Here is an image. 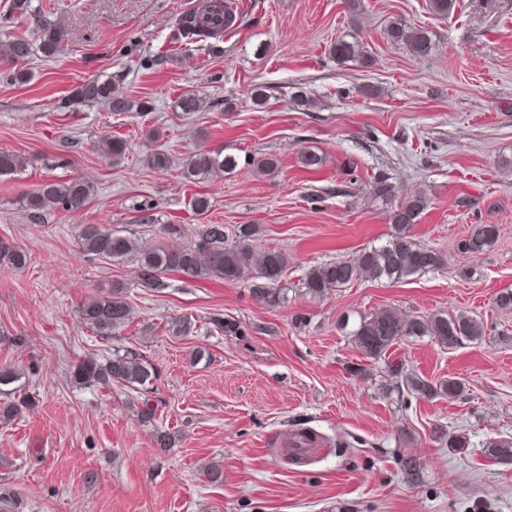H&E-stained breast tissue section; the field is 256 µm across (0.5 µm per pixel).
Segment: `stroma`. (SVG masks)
I'll use <instances>...</instances> for the list:
<instances>
[{
  "label": "stroma",
  "instance_id": "obj_1",
  "mask_svg": "<svg viewBox=\"0 0 512 512\" xmlns=\"http://www.w3.org/2000/svg\"><path fill=\"white\" fill-rule=\"evenodd\" d=\"M203 2L32 0L67 41L54 57L34 54L25 83L0 59V151L23 162L0 176V241L28 255L23 268H0V367L20 372L31 400L0 421V512H512V464L484 453L512 438V311L494 303L512 290V0H458L446 18L429 0H235L243 21L220 55L208 41L172 38ZM397 19L427 30V55L391 45ZM351 37L362 58L336 62L331 43ZM94 78L149 111L73 101ZM298 91L309 105L293 101ZM188 94L203 98L201 111L176 109ZM113 136L127 142L116 164L103 150ZM198 150L239 164L184 178ZM305 150L322 165L303 167ZM157 151L168 169L149 165ZM270 155L277 168L259 171ZM378 174L394 187L389 202L370 192ZM74 178L93 185L82 209L24 208L42 182ZM418 194L429 203L413 239L447 266L401 282L364 278L320 299L303 293L310 267L386 241L390 208ZM198 197L207 211H195ZM82 224L148 244L165 243L168 224L182 226L185 244L205 224L255 225L257 248L288 257V303H258L246 280L170 273L145 287L133 258L81 254ZM472 224L499 228L474 256L458 249ZM115 282L130 321L105 341L79 313ZM390 307L483 322L485 336L455 348L424 337L391 353L429 381L462 380L458 399L400 395L384 361L365 358L341 328L345 316ZM183 316L196 324L185 337L172 332ZM219 319L238 333L221 332ZM125 347L157 372L147 423L142 395L72 380L79 361ZM301 429L322 444L294 460L286 446ZM159 432L170 447H157ZM454 434L469 447L449 448ZM410 456L421 464L415 479L399 464ZM210 465L222 468L220 483L205 477Z\"/></svg>",
  "mask_w": 512,
  "mask_h": 512
}]
</instances>
